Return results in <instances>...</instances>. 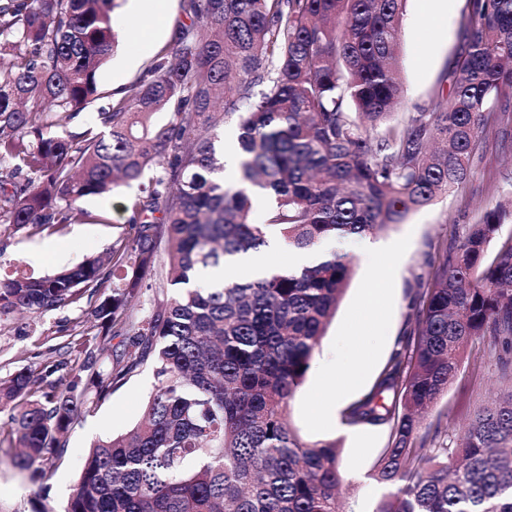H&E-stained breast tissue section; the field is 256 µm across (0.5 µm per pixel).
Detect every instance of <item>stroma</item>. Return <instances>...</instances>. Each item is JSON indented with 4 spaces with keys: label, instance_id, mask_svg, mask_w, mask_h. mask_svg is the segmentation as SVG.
<instances>
[{
    "label": "stroma",
    "instance_id": "stroma-1",
    "mask_svg": "<svg viewBox=\"0 0 512 512\" xmlns=\"http://www.w3.org/2000/svg\"><path fill=\"white\" fill-rule=\"evenodd\" d=\"M465 4L466 0H446L441 9L435 0H410L399 59L403 111L429 105L442 89ZM181 17V0H168L165 17L151 18L146 25L152 38L145 49L131 34L139 15L121 6L115 8L114 21L122 42L99 73L101 88L110 90L137 80ZM125 57L132 58V65L122 66ZM131 194L125 187L110 196L86 199L87 210L103 215L100 223L72 224L55 234H0V272H11L18 264L29 274L43 276L105 255L113 242L128 232L121 205ZM510 198L512 112L503 114L499 125L490 129L483 151L471 161V176L462 189L412 212L404 223L373 235L371 240L379 246L376 252H367L366 241L357 237L341 245L352 261L354 274L320 339L310 370L289 403L288 417L305 443L339 442L345 474L341 492L343 497L357 501L360 512H374L384 492L371 474L388 445L389 432L381 427L356 426L340 432L336 423L350 404L371 390L392 353L405 348L410 318L417 311V288L432 283L443 246L463 239L485 210ZM379 275L384 278L382 302L367 317L363 297ZM79 316V311L62 310L33 318L34 329L26 336L15 334V319L0 321V377L31 365L38 357L63 359L68 367L79 368L82 356L63 355L55 336L60 323ZM487 349V343L482 342L466 351L457 377L429 408L422 430L432 433L434 445H455L476 407L506 387ZM152 384L151 368L141 366L104 402L88 406L70 427L66 455L52 467L47 481L34 480L31 472L16 469L13 448L8 441H1L0 512H32L35 498L42 493L56 512H62L91 444L137 425Z\"/></svg>",
    "mask_w": 512,
    "mask_h": 512
}]
</instances>
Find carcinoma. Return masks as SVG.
I'll use <instances>...</instances> for the list:
<instances>
[{
    "label": "carcinoma",
    "instance_id": "1",
    "mask_svg": "<svg viewBox=\"0 0 512 512\" xmlns=\"http://www.w3.org/2000/svg\"><path fill=\"white\" fill-rule=\"evenodd\" d=\"M408 2L182 0L184 19L145 74L105 94L115 0H0V225L102 222L86 198L138 187L124 207L129 233L106 260L0 275V316L87 304L86 319L56 330L60 348L85 354L79 371L59 376L63 363L46 360L0 379V409H16V468L62 459L88 404L152 368L141 422L93 444L64 512H358L339 499L338 443H303L288 418L352 262L332 251L221 288L191 282L259 250L270 228L312 250L401 224L468 181L492 116L508 111L498 102L512 92V0H466L451 94L400 112ZM102 97L95 123H79ZM232 116L242 158L228 184L216 144ZM257 195L272 198L260 223ZM511 217L499 202L444 249L418 293L413 347L344 412L350 426L390 431L374 512H512V390L478 407L454 448L419 434L475 341L489 339L512 378V242L487 259ZM163 245L159 287L174 292L133 319ZM91 329L128 338L138 356L96 369Z\"/></svg>",
    "mask_w": 512,
    "mask_h": 512
}]
</instances>
